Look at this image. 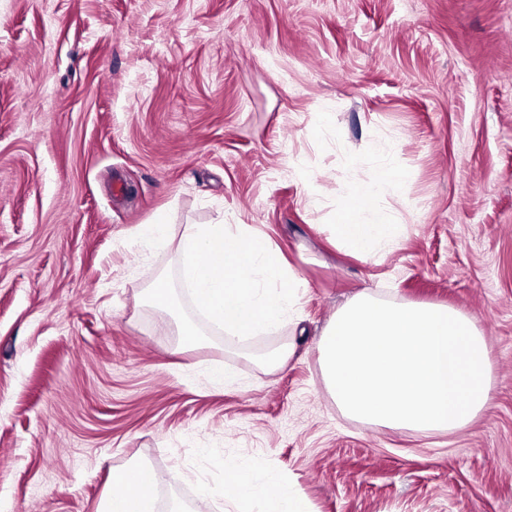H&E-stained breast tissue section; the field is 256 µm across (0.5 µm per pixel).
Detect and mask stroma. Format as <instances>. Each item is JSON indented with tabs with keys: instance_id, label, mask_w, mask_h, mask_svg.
Instances as JSON below:
<instances>
[{
	"instance_id": "1",
	"label": "stroma",
	"mask_w": 512,
	"mask_h": 512,
	"mask_svg": "<svg viewBox=\"0 0 512 512\" xmlns=\"http://www.w3.org/2000/svg\"><path fill=\"white\" fill-rule=\"evenodd\" d=\"M384 161L359 218L398 237L359 255L332 226ZM220 221L297 278L288 321L229 338L193 310L175 241ZM362 293L471 317L487 409L347 415L317 344ZM228 458L311 512H512V0H0V512H100L133 459L156 512H239ZM146 301L153 308L170 312L176 305V293L165 280H160L147 289Z\"/></svg>"
}]
</instances>
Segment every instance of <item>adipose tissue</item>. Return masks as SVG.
Listing matches in <instances>:
<instances>
[{
    "instance_id": "ef3b65f1",
    "label": "adipose tissue",
    "mask_w": 512,
    "mask_h": 512,
    "mask_svg": "<svg viewBox=\"0 0 512 512\" xmlns=\"http://www.w3.org/2000/svg\"><path fill=\"white\" fill-rule=\"evenodd\" d=\"M400 178V171L385 163L380 165L371 181L361 183L352 202L336 215L337 238L363 253L380 244L392 245L398 236L397 225L379 211L373 213L370 222H361L358 208ZM112 479L124 486L125 491L108 500L103 507L104 512H154L156 475L149 465L139 460L129 461L125 467L113 470ZM266 483V478L251 467L235 460L225 461V486L238 490L253 512H309L307 501L288 482H279L278 490L273 495L268 494Z\"/></svg>"
}]
</instances>
